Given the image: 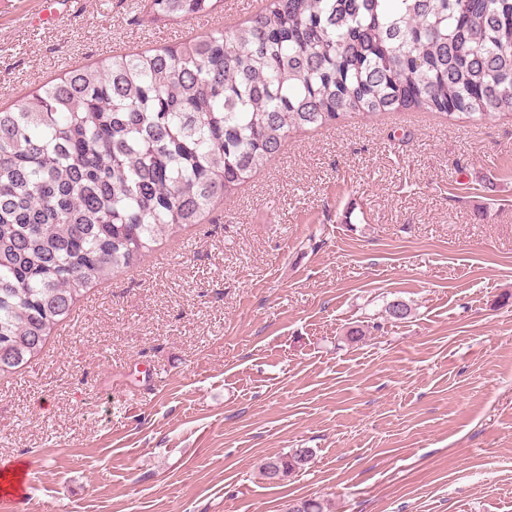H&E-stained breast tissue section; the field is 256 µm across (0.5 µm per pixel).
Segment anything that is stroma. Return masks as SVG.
Masks as SVG:
<instances>
[{
  "instance_id": "stroma-1",
  "label": "stroma",
  "mask_w": 512,
  "mask_h": 512,
  "mask_svg": "<svg viewBox=\"0 0 512 512\" xmlns=\"http://www.w3.org/2000/svg\"><path fill=\"white\" fill-rule=\"evenodd\" d=\"M142 4L73 0L39 27L41 0H0V108L256 10L148 28ZM298 448L305 470L262 477ZM1 458L31 470L21 512H512V119L290 132L0 374ZM312 457V452L307 448H298L292 453L274 455L264 459L261 464V472L267 480L271 478V472L276 470L279 480L287 479L292 473L302 470L307 466Z\"/></svg>"
}]
</instances>
